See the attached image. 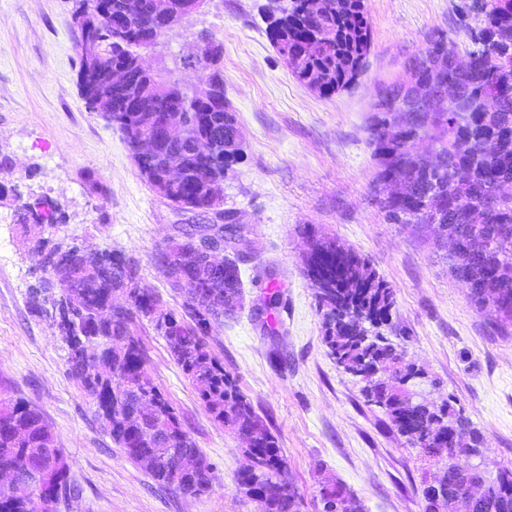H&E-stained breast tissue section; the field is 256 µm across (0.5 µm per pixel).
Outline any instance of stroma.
Listing matches in <instances>:
<instances>
[{
	"label": "stroma",
	"mask_w": 512,
	"mask_h": 512,
	"mask_svg": "<svg viewBox=\"0 0 512 512\" xmlns=\"http://www.w3.org/2000/svg\"><path fill=\"white\" fill-rule=\"evenodd\" d=\"M267 0H204L144 53L153 69L197 84L193 60L206 41L224 46V96L243 133V157L224 182V205L251 231L238 247L241 307L212 331V347L256 411L265 416L304 499L318 512L323 481L340 482L365 512H423L421 477L434 473L358 378L336 367L322 342V318L305 274L306 228L368 259L393 288L395 323L407 359L438 382L432 399L454 397L485 437L487 459L512 467V335L493 326L435 248L433 227L386 223L374 198L378 172L369 117L379 84L403 68L427 38L466 45L464 0H364L371 29L366 67L353 86L324 98L301 85L266 35ZM74 0H0V155L12 168L0 184L22 201L59 200L67 215L49 236L139 261L144 284L169 297L150 263L170 227L193 223L143 181L119 128L89 111L77 85ZM104 191L92 194L84 177ZM0 203V390L26 400L50 425L70 463L79 497L56 512H259L239 491L243 443L215 423L162 337L145 336L147 370L215 466L211 491L192 496L157 484L103 429L68 373V349L52 319L29 303L37 258ZM272 274L287 298L278 335L254 318L255 271Z\"/></svg>",
	"instance_id": "obj_1"
}]
</instances>
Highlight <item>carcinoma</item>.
<instances>
[{"label":"carcinoma","instance_id":"1","mask_svg":"<svg viewBox=\"0 0 512 512\" xmlns=\"http://www.w3.org/2000/svg\"><path fill=\"white\" fill-rule=\"evenodd\" d=\"M190 0H78L77 84L91 112H109L149 187L178 212L208 211L223 223L174 224L166 243L151 255L178 308L145 287L136 261L117 250L85 253L43 237L66 221L62 206L38 198L17 214L33 233L43 275L31 288L34 310L50 299L68 346L71 378L112 441L154 481L201 496L215 480L214 465L197 447L175 408L147 371V352L137 328L150 325L194 386L211 419L245 442L249 465L237 475L239 491L261 512H302L288 462L276 437L236 381L224 370L209 334L235 314L242 300L237 244L246 230L224 202V179L241 154L242 133L224 98V46L208 42L198 53V85L181 86L171 71H147L140 51L192 14ZM266 11V32L281 58H291L295 79L321 97L346 90L363 72L371 33L363 0H279ZM477 22L466 69L454 60L458 46L432 36L410 56L404 76L384 82L382 103L371 121V145L380 170L375 198L385 221L404 227L435 224L451 242L445 259L469 285L471 299L495 312L494 327L512 333V0H473ZM453 85L457 97L440 106L431 96ZM183 127L153 140L157 122L178 113ZM427 141L432 152L416 149ZM179 156L178 181H166L168 162ZM212 233L231 252L217 266L193 248L189 235ZM322 315L323 343L336 366L363 383L366 402L381 408L388 427L406 445L432 459L438 471L422 479L423 512H512V468L488 469L467 478L458 456H482L484 438L453 398L438 404L415 395L428 372L406 360L390 338L394 291L360 254L330 237L312 235L305 257ZM262 284L264 315L285 308L283 291L270 275ZM16 472L15 487L0 486V512H56L61 500L79 496L70 467L40 412L20 398L0 396V470ZM480 485L481 495L467 493ZM319 496L340 501L343 512H364L344 485H322Z\"/></svg>","mask_w":512,"mask_h":512}]
</instances>
